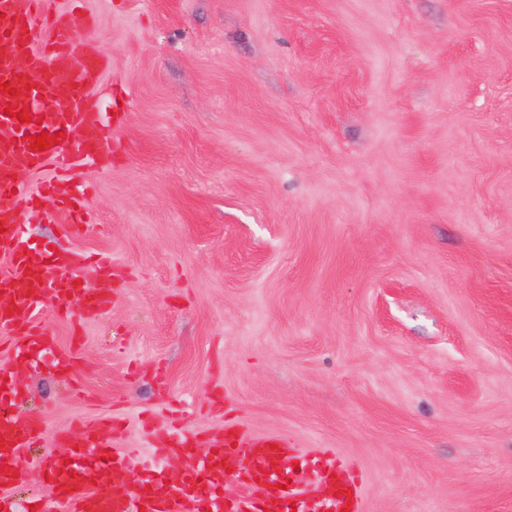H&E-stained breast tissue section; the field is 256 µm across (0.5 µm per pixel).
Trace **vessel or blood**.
Segmentation results:
<instances>
[{
	"instance_id": "obj_1",
	"label": "vessel or blood",
	"mask_w": 512,
	"mask_h": 512,
	"mask_svg": "<svg viewBox=\"0 0 512 512\" xmlns=\"http://www.w3.org/2000/svg\"><path fill=\"white\" fill-rule=\"evenodd\" d=\"M85 0H0V329L18 337L11 364L0 369V399L17 393L15 370L32 356L49 353L57 368L71 371L75 349L59 348L37 320L47 303L66 313L97 316L112 304L111 293L90 292L69 252L32 247L17 222L19 209L41 212L44 199L64 213L72 229L86 222L77 174L112 165V131L125 115L102 111L92 89L111 67L108 57L74 43L77 24H91ZM29 110L34 120L21 122ZM58 135L57 144L35 150L32 138ZM46 172L39 187L31 175ZM77 449L47 465L44 485L64 512H362L363 486L334 450L296 448L274 434L251 435L229 424L197 450L198 439L179 428L163 433L157 446L120 449L112 421L80 424ZM43 432L40 421L0 417V512H19L11 495L29 467L24 450ZM182 454L180 478L169 480L166 459ZM299 479L284 483L282 473ZM235 480L240 494L227 492Z\"/></svg>"
}]
</instances>
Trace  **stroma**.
I'll return each mask as SVG.
<instances>
[{
  "instance_id": "obj_1",
  "label": "stroma",
  "mask_w": 512,
  "mask_h": 512,
  "mask_svg": "<svg viewBox=\"0 0 512 512\" xmlns=\"http://www.w3.org/2000/svg\"><path fill=\"white\" fill-rule=\"evenodd\" d=\"M126 144L91 222L38 248L112 260V306L39 321L69 347L17 377L20 498L85 418L183 411L334 448L363 512H512V0H87Z\"/></svg>"
}]
</instances>
